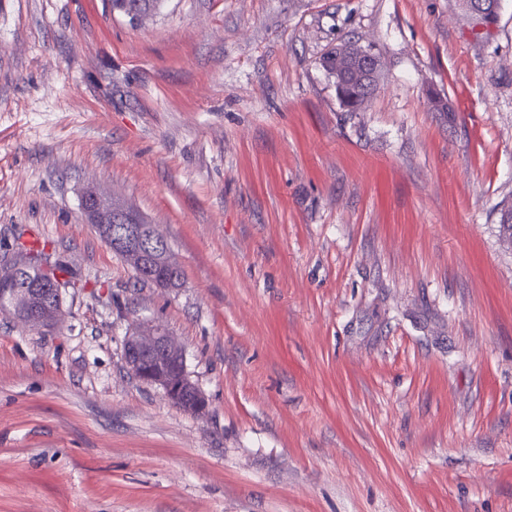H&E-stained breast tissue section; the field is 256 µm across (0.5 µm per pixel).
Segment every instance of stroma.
<instances>
[{"label":"stroma","mask_w":512,"mask_h":512,"mask_svg":"<svg viewBox=\"0 0 512 512\" xmlns=\"http://www.w3.org/2000/svg\"><path fill=\"white\" fill-rule=\"evenodd\" d=\"M348 40L364 112L320 65ZM511 205L512 0L487 37L457 0H0V262L68 269L53 326L0 312V512H512ZM154 323L205 414L128 370ZM162 2V0H112V9L134 20L137 16L156 14ZM132 14L133 17H130ZM367 50L379 57L371 45ZM368 56L367 51L360 43L356 45H345L336 56V80L339 85H344L349 80L361 78V83L366 91L377 89L379 75L381 72V61L379 58ZM91 189L90 193L82 197L83 215L88 224L98 225L114 249L131 257L141 268L144 267V263L150 266L149 263L152 261L170 271L180 268L172 252L168 250L167 241L163 235L154 224H148L141 216L137 217L136 224L124 223L121 231L112 235V207L133 208L119 198L102 192L96 186H92Z\"/></svg>","instance_id":"stroma-1"}]
</instances>
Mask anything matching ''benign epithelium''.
I'll return each mask as SVG.
<instances>
[{"mask_svg":"<svg viewBox=\"0 0 512 512\" xmlns=\"http://www.w3.org/2000/svg\"><path fill=\"white\" fill-rule=\"evenodd\" d=\"M502 2L489 4L485 0H463L462 12L471 21L491 11L498 13ZM336 80L343 85L351 79H361L366 90L378 87L381 61L368 56L361 44L346 45L336 56ZM112 196L97 187L82 197V212L89 224H96L109 244L131 257L139 267L155 261L170 271L179 269L167 241L156 226L137 217V223L124 224L119 233H112ZM13 307L23 311L25 325L40 326L42 319L29 295L22 288L4 294ZM125 360L129 370L145 383L160 386L166 398L177 408L199 414L205 411V398L192 389L185 368L181 345L160 325L138 326L126 337Z\"/></svg>","mask_w":512,"mask_h":512,"instance_id":"benign-epithelium-1","label":"benign epithelium"}]
</instances>
